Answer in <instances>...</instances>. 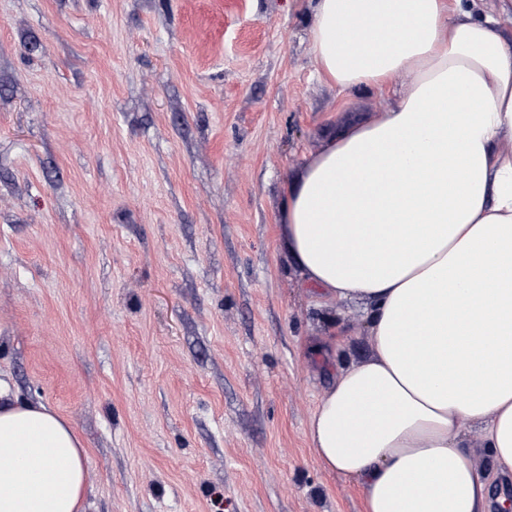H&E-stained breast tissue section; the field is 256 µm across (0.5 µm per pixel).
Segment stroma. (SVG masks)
Here are the masks:
<instances>
[{
  "label": "stroma",
  "mask_w": 512,
  "mask_h": 512,
  "mask_svg": "<svg viewBox=\"0 0 512 512\" xmlns=\"http://www.w3.org/2000/svg\"><path fill=\"white\" fill-rule=\"evenodd\" d=\"M314 7L0 0V378L76 430L88 512H364L307 432L367 323L279 208L387 97L319 76Z\"/></svg>",
  "instance_id": "1"
}]
</instances>
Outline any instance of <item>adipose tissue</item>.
<instances>
[{"label": "adipose tissue", "instance_id": "obj_1", "mask_svg": "<svg viewBox=\"0 0 512 512\" xmlns=\"http://www.w3.org/2000/svg\"><path fill=\"white\" fill-rule=\"evenodd\" d=\"M321 74L389 88L283 186L284 245L320 298L368 312L367 359L309 424L365 512H490L464 450L482 430L512 473V48L461 0H316ZM88 453L0 379V512H88Z\"/></svg>", "mask_w": 512, "mask_h": 512}]
</instances>
